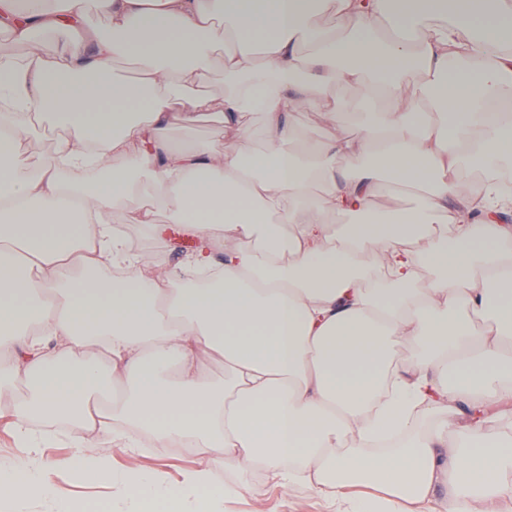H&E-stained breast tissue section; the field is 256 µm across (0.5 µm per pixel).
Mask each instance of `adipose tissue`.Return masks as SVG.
Instances as JSON below:
<instances>
[{"instance_id": "ef3b65f1", "label": "adipose tissue", "mask_w": 512, "mask_h": 512, "mask_svg": "<svg viewBox=\"0 0 512 512\" xmlns=\"http://www.w3.org/2000/svg\"><path fill=\"white\" fill-rule=\"evenodd\" d=\"M0 0L25 54L0 56V399L30 447L35 422L105 431L152 454L175 441L203 461L178 490L154 475L70 460L116 489L125 512H223L208 457L282 486L330 490L336 512H487L512 498V226L474 211L512 206V0ZM332 12L336 22L319 21ZM135 78L112 73L119 59ZM219 65L230 88L207 85ZM382 109L330 143L300 112L336 124L334 90ZM265 121L254 147L246 124ZM213 115L242 146L178 145L165 133ZM55 122L51 158L20 160L26 131ZM97 145L98 176L75 173ZM486 172L473 194L461 169ZM402 187L409 205L370 201ZM141 204L126 209L133 196ZM223 253L182 276L142 265L124 224L158 215ZM450 249H441V242ZM119 267L106 282L101 271ZM484 329H475L474 319ZM220 358L225 381L208 379ZM55 502L43 469L0 466V512ZM301 132L311 141L325 144L333 134L338 135L341 131L336 129L334 133L329 131L321 118L319 112H303L293 117Z\"/></svg>"}]
</instances>
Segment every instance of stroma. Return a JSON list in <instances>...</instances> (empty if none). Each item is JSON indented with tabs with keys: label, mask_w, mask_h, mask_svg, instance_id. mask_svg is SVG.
<instances>
[{
	"label": "stroma",
	"mask_w": 512,
	"mask_h": 512,
	"mask_svg": "<svg viewBox=\"0 0 512 512\" xmlns=\"http://www.w3.org/2000/svg\"><path fill=\"white\" fill-rule=\"evenodd\" d=\"M169 137L179 144H215L227 150L239 143L234 129L219 128L209 118L199 120L189 129H171ZM127 231L138 248L142 264L164 267L177 275L182 272L183 261L196 254L202 245L194 229L186 224L163 221L153 234L146 233L141 225L131 224ZM46 429L48 434L41 447L31 451L23 448L6 421L0 419V463L34 464L48 469L59 496L84 503L88 512H109L111 492L86 479L73 478L63 466L73 455L106 459L113 469L129 474L149 472L173 488L202 461L197 452L175 446L142 456L130 448L114 447L108 433L84 436L81 445L76 446L71 442L69 425L63 421L47 424ZM236 485L237 492L225 501L224 512H336L328 497L303 484L283 488L272 481L245 475L237 478Z\"/></svg>",
	"instance_id": "stroma-1"
}]
</instances>
